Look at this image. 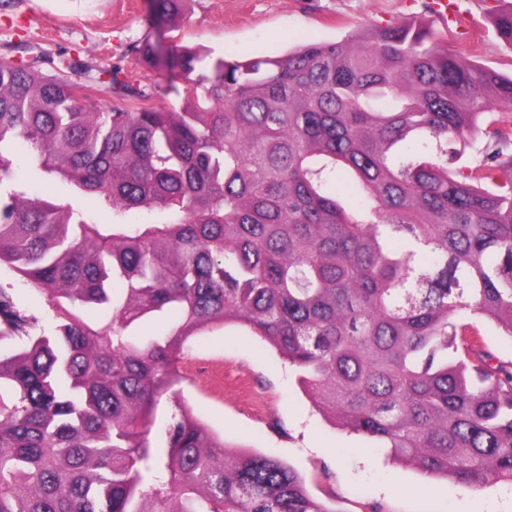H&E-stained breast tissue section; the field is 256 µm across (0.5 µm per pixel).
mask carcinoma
Listing matches in <instances>:
<instances>
[{
    "instance_id": "carcinoma-1",
    "label": "carcinoma",
    "mask_w": 512,
    "mask_h": 512,
    "mask_svg": "<svg viewBox=\"0 0 512 512\" xmlns=\"http://www.w3.org/2000/svg\"><path fill=\"white\" fill-rule=\"evenodd\" d=\"M182 0H151L169 21ZM512 47V8L494 19ZM143 63L177 110L99 109L61 58L0 60V266L48 300L51 333L0 289V512H333L278 459L231 452L181 403L187 340L236 325L295 367L313 403L464 490L512 480V75L420 21L267 58L181 44ZM121 71L106 85L137 97ZM476 165L461 143L479 135ZM97 200L89 214L17 180ZM123 284L120 292L109 287ZM109 309L103 327L80 310ZM175 308L161 340L128 328ZM485 343L491 351L499 357L512 358V338L501 334L491 324L486 322L478 323Z\"/></svg>"
}]
</instances>
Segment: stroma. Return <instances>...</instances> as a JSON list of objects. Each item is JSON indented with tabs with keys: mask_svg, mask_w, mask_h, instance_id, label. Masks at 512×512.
Instances as JSON below:
<instances>
[{
	"mask_svg": "<svg viewBox=\"0 0 512 512\" xmlns=\"http://www.w3.org/2000/svg\"><path fill=\"white\" fill-rule=\"evenodd\" d=\"M437 0H186L176 26L156 22L150 0H0V58L77 60L71 81L120 69L145 105L179 108L181 89L144 66V41L172 42L228 58L281 56L310 41L334 42L367 25L414 19L432 25L472 60L512 74V47L494 16L512 0H453L455 19ZM180 381L160 401L157 423L175 402L224 438L230 449L279 459L334 512H512V483L474 491L428 477L364 436L325 418L295 369L248 330L229 326L191 337L178 362ZM280 421L282 430L272 427Z\"/></svg>",
	"mask_w": 512,
	"mask_h": 512,
	"instance_id": "35a3bbf8",
	"label": "stroma"
}]
</instances>
